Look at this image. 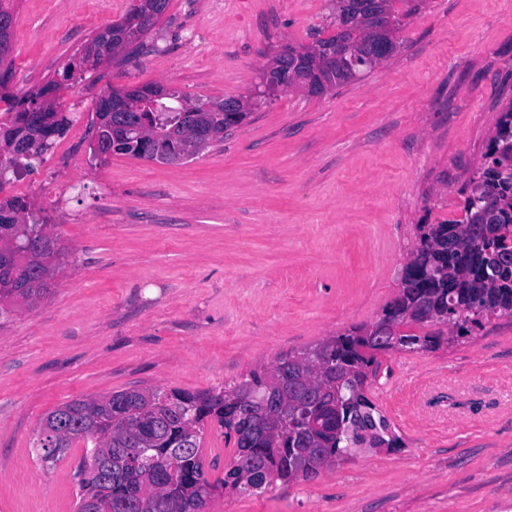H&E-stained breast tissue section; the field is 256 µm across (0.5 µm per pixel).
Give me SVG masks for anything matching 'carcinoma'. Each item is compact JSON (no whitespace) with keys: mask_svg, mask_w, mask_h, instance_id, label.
<instances>
[{"mask_svg":"<svg viewBox=\"0 0 512 512\" xmlns=\"http://www.w3.org/2000/svg\"><path fill=\"white\" fill-rule=\"evenodd\" d=\"M335 0L334 32L315 39L306 56L336 55L326 68L300 65L295 58L273 56L269 69L292 74L296 89L308 84L332 89L356 80L388 56L377 44L391 43L403 19L415 14L423 0ZM169 0H135L120 20L97 31L81 51L73 54L30 100L15 113L10 125L0 126V144L17 141L9 162L27 170L29 160L62 137L68 120L38 99L53 94L78 74L96 70L129 49L123 42L126 25L145 35L162 18ZM128 111L96 110L97 129L104 151L170 164L172 160L145 152L153 139L175 144L192 157L224 140V131L248 116L242 100L228 97L215 107L192 104L183 112L156 85L123 89ZM234 102L237 112H224ZM120 146L112 148V140ZM488 162L472 180L464 199L463 215L441 224H421L416 250L407 265L399 297L375 325L394 328L398 349L431 350L440 346L438 333L403 334L408 324L434 323L448 327L452 343L470 332L478 317L512 315V105L504 112L491 138ZM490 196L499 206L496 224L478 222L472 194ZM0 209V271L14 274L21 296L36 300L48 292L31 270L20 265L22 254L10 240L24 244L16 215L28 210L19 196ZM392 346L379 343L371 327L333 336L314 349L278 362L266 375L219 393L187 394L177 390H125L99 399H76L46 416L62 446L38 441L40 461L53 465L75 441L84 443L85 457L78 473L79 500L96 496L88 470L103 458L112 462V512H203L218 489L266 488L278 480L309 481L336 465L341 453L365 447L369 435L388 448L398 447L390 423L366 398L367 369L375 354ZM341 381L342 405L333 409L336 381ZM216 422L234 433V457L224 477L206 476L200 436L206 422Z\"/></svg>","mask_w":512,"mask_h":512,"instance_id":"1","label":"carcinoma"}]
</instances>
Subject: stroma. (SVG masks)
Returning a JSON list of instances; mask_svg holds the SVG:
<instances>
[{"label": "stroma", "mask_w": 512, "mask_h": 512, "mask_svg": "<svg viewBox=\"0 0 512 512\" xmlns=\"http://www.w3.org/2000/svg\"><path fill=\"white\" fill-rule=\"evenodd\" d=\"M131 0H18L4 90L30 101ZM329 0H170L125 62L54 96L70 124L11 175L28 223L68 249L50 292L0 318V512H76L75 442L47 467L48 412L127 389L218 392L377 321L417 227L455 219L512 103V0H424L393 55L324 95L264 92L283 44L312 43ZM164 85L249 115L171 165L94 157L101 96ZM365 394L401 445L312 481L216 495L208 512H512V317L431 351L380 353ZM209 479L234 440L206 425Z\"/></svg>", "instance_id": "obj_1"}]
</instances>
